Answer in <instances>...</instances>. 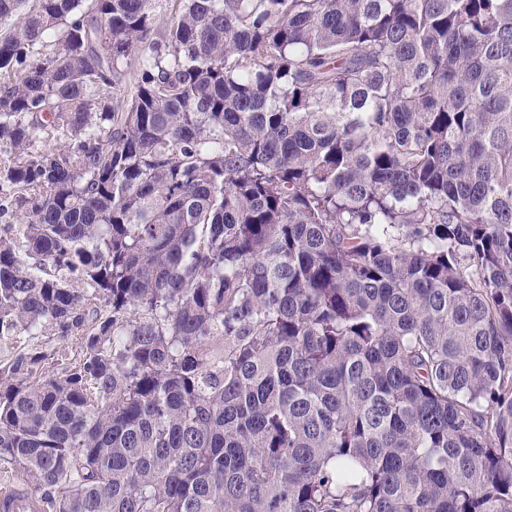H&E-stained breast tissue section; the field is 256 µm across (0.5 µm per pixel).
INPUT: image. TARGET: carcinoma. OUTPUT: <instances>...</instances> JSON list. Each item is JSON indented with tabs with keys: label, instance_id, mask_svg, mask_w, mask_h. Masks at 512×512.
Here are the masks:
<instances>
[{
	"label": "carcinoma",
	"instance_id": "carcinoma-1",
	"mask_svg": "<svg viewBox=\"0 0 512 512\" xmlns=\"http://www.w3.org/2000/svg\"><path fill=\"white\" fill-rule=\"evenodd\" d=\"M153 2L0 0V468L512 512V0ZM32 342L42 345L43 349L59 352V359L61 355L64 357H73L76 354L77 344L75 340H61L57 335H54L52 331L45 330L42 335L34 336ZM65 358V357H64Z\"/></svg>",
	"mask_w": 512,
	"mask_h": 512
}]
</instances>
